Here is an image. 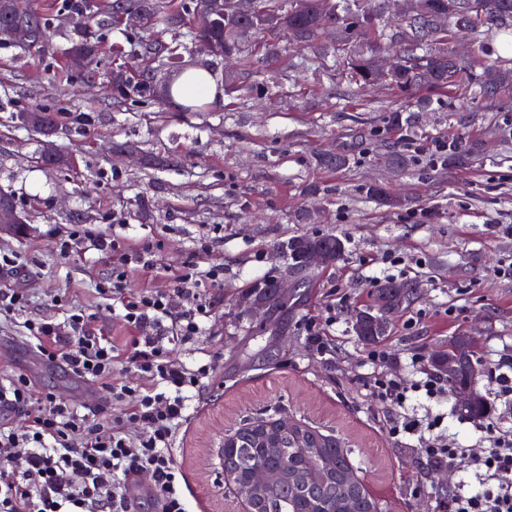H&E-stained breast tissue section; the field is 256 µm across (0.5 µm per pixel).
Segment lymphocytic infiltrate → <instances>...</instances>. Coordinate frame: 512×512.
Returning <instances> with one entry per match:
<instances>
[{
  "mask_svg": "<svg viewBox=\"0 0 512 512\" xmlns=\"http://www.w3.org/2000/svg\"><path fill=\"white\" fill-rule=\"evenodd\" d=\"M82 241L111 259L112 278L99 282L96 292L120 303V318L132 333L120 340L103 335L92 315L82 311L70 314L63 325L26 320L36 350L79 379L100 384L109 409L97 416L82 413L70 400L38 391L23 375L1 385L0 402L23 414L24 423L0 422V512H137L130 479L144 472L157 512H189L187 482L173 449L189 421L191 393L216 377L219 363L189 368L175 362L160 328L168 322L183 338L198 335L213 310L212 302L198 298V290L218 283L224 270L192 260L173 269L161 263L152 242L82 228L66 235L61 254ZM136 272L174 280L192 296L191 305L176 307L169 293L152 288L126 292L127 279ZM123 361L144 378L143 386L113 383L112 371ZM367 389L392 408L391 435L422 437L427 457L449 469L468 461L479 488L471 490L460 481L448 495V512H512L511 426L495 420L484 424L487 444L482 448H440L433 436L435 423L419 425L400 410L409 392L422 391L432 399L444 394L442 380L431 375L407 388L377 378ZM116 409L121 418L113 417ZM126 419L141 425V433H127Z\"/></svg>",
  "mask_w": 512,
  "mask_h": 512,
  "instance_id": "f902f5d3",
  "label": "lymphocytic infiltrate"
}]
</instances>
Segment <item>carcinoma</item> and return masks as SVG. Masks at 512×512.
I'll use <instances>...</instances> for the list:
<instances>
[{
	"mask_svg": "<svg viewBox=\"0 0 512 512\" xmlns=\"http://www.w3.org/2000/svg\"><path fill=\"white\" fill-rule=\"evenodd\" d=\"M460 2L430 0L431 15L426 29L415 32L406 41L395 39L394 25L381 23L383 0H305L303 10L297 9V0H248V13H228L215 26L201 30L184 27L185 16L201 9L215 12L217 0H60L52 4L49 13L24 8L19 0H0V21L26 24L31 31L30 45L35 46L48 38L52 17L65 15L73 24L69 54L90 64L98 54L91 24L103 31L109 20L126 8L139 11L148 26L160 21L177 30L184 44L211 39L224 52L234 55L241 54L237 31L243 25L273 34L286 31L298 42L310 45L321 34L323 23L330 20L336 25L337 60L364 86L369 84L368 78L379 64V60L357 52L358 44L367 41L378 51L392 50L407 61H419L422 72L416 73L408 65L389 79V84L404 94H413L421 86L445 90L462 85L472 100L493 98L512 89V67L496 68L497 85L493 88L487 86L483 73H474L465 81L463 74L469 66L452 58L449 46L462 25L477 40L492 30L512 36V0H478L481 12L470 19L460 17ZM136 41L146 57L158 60L168 69L179 66L177 47L153 39L138 37ZM112 90L117 98L132 106L157 94L154 75L149 71L133 83L114 81ZM16 118L48 138L61 123L62 112L35 108L18 112ZM313 250L326 252L329 264L334 265L343 259L345 243L333 234L302 235L288 241V254L295 268ZM414 294L415 289L401 283L378 289L373 307L354 314L352 328L358 340L373 345L385 338L389 317L402 310ZM253 295L292 310L308 297V284L302 280L285 295L278 282L260 281L255 284ZM430 367L446 383L448 394L461 388L470 390L469 403L456 408L461 418L478 419L488 413L490 402L479 389L486 364L478 355L475 337H450L443 354L430 355ZM229 440L232 447L224 449V470L234 475L240 489L249 491L257 512H383L382 504L367 492L358 477L350 459L351 450L302 423H296L286 434L275 435L262 431L260 421L256 420L231 432ZM328 457L336 461L332 471L322 470V461ZM273 470L281 472L283 479L271 484L263 476Z\"/></svg>",
	"mask_w": 512,
	"mask_h": 512,
	"instance_id": "obj_1",
	"label": "carcinoma"
}]
</instances>
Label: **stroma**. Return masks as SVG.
Segmentation results:
<instances>
[{
    "mask_svg": "<svg viewBox=\"0 0 512 512\" xmlns=\"http://www.w3.org/2000/svg\"><path fill=\"white\" fill-rule=\"evenodd\" d=\"M137 27L113 22L106 30L93 76L76 89L56 81L70 45L68 26L52 29L42 44L20 50L0 42V192L12 194L26 234H0V258L13 262L0 285L20 288L32 305L0 315V378L27 374L40 388L93 413L104 407L97 384L60 367L32 369L36 351L23 322L65 323L68 307L95 315L103 335L125 329L112 305L95 291L112 272L97 251L61 255L69 228L149 240L159 258L179 266L200 245L203 262L224 269L219 287L207 289L214 314L198 336L162 334L171 359L195 367L217 357L223 370L191 401L192 419L175 450L192 492V512H236L224 483L226 430L266 414L305 421L354 451L368 491L386 512H439L427 494L448 470L427 458L417 437L391 438L390 408L366 390L387 376L405 385L424 379L428 354L449 337L476 336L487 365L512 358V99H463L458 91H418L405 99L388 85L362 88L336 66L334 43L323 67L298 73L290 58L303 52L287 34L258 31L245 39L250 82L262 94L224 92L206 109L170 100L139 107L114 100L112 74L154 69L134 43ZM276 41L278 56L262 50ZM64 107L65 125L52 138L71 157L69 166L43 164L44 138L19 123L17 107ZM402 121H389L392 113ZM444 137L474 148L469 164L430 167L416 144ZM344 156L345 166L320 157ZM407 165L395 163V156ZM378 185L402 201L392 207L370 197ZM334 234L343 259L311 272L304 306L268 311L265 320L237 306L262 279L280 278L283 243L300 235ZM392 281L417 294L392 317L387 337L362 345L352 330L355 309L371 304ZM322 336L316 351L312 338ZM407 416L442 415V444L474 448L484 438L477 420L461 419L455 400L410 396Z\"/></svg>",
    "mask_w": 512,
    "mask_h": 512,
    "instance_id": "obj_1",
    "label": "stroma"
}]
</instances>
